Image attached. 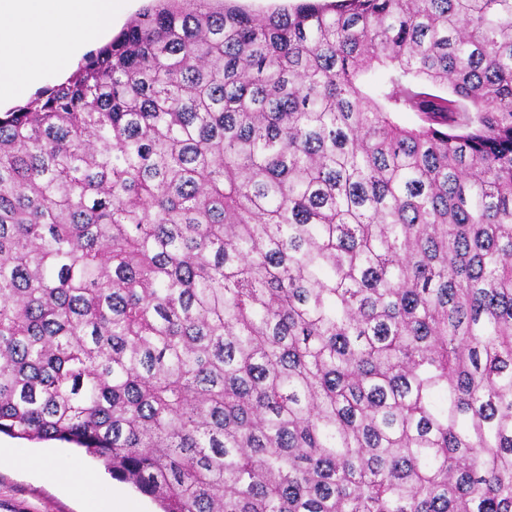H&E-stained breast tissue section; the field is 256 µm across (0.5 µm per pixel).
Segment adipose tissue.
<instances>
[{"label":"adipose tissue","instance_id":"obj_1","mask_svg":"<svg viewBox=\"0 0 512 512\" xmlns=\"http://www.w3.org/2000/svg\"><path fill=\"white\" fill-rule=\"evenodd\" d=\"M113 0H0V103L79 57L112 20Z\"/></svg>","mask_w":512,"mask_h":512}]
</instances>
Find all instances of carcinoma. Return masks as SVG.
Returning a JSON list of instances; mask_svg holds the SVG:
<instances>
[{"instance_id":"carcinoma-1","label":"carcinoma","mask_w":512,"mask_h":512,"mask_svg":"<svg viewBox=\"0 0 512 512\" xmlns=\"http://www.w3.org/2000/svg\"><path fill=\"white\" fill-rule=\"evenodd\" d=\"M0 433L163 512H512V0H153L1 112Z\"/></svg>"}]
</instances>
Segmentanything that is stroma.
<instances>
[{"mask_svg": "<svg viewBox=\"0 0 512 512\" xmlns=\"http://www.w3.org/2000/svg\"><path fill=\"white\" fill-rule=\"evenodd\" d=\"M0 450L10 456L0 463V512H89L88 500H108L118 490L137 512H159L157 502L132 485H117L102 461L74 445L6 436L0 438ZM37 460L52 462L58 476L34 468Z\"/></svg>", "mask_w": 512, "mask_h": 512, "instance_id": "1", "label": "stroma"}]
</instances>
